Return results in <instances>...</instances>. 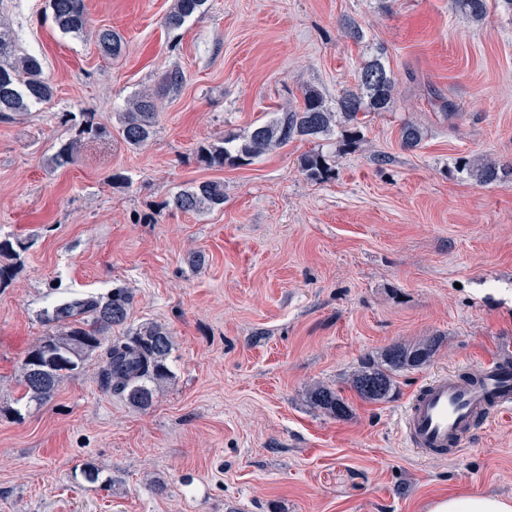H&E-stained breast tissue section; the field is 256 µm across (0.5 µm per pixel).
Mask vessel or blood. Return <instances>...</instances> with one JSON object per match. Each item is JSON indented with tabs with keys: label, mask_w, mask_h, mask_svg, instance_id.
Returning a JSON list of instances; mask_svg holds the SVG:
<instances>
[{
	"label": "vessel or blood",
	"mask_w": 512,
	"mask_h": 512,
	"mask_svg": "<svg viewBox=\"0 0 512 512\" xmlns=\"http://www.w3.org/2000/svg\"><path fill=\"white\" fill-rule=\"evenodd\" d=\"M512 411V357L495 355L465 373L443 372L408 399L400 419L405 444L425 458L447 456L472 434L478 419Z\"/></svg>",
	"instance_id": "obj_1"
}]
</instances>
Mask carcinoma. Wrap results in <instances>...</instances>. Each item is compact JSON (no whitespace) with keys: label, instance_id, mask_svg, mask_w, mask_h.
Instances as JSON below:
<instances>
[{"label":"carcinoma","instance_id":"1","mask_svg":"<svg viewBox=\"0 0 512 512\" xmlns=\"http://www.w3.org/2000/svg\"><path fill=\"white\" fill-rule=\"evenodd\" d=\"M207 0H174L164 19L170 31L180 29L192 17H201ZM456 8L473 21H482L489 10L488 0H453ZM52 18L65 34L82 38L93 34L101 53L116 57L122 39L110 28L91 29L85 0H49ZM183 73L167 72L156 92L136 95L124 111L118 113V131L123 141L134 149L147 144L155 135V118L160 92L180 86ZM395 87L391 70L378 55L365 60L358 71L355 86L336 97V105L316 90L303 94L302 104L253 126L244 135L226 134L218 142L200 144L193 150L196 163L207 169L247 166L272 149L294 140L312 144L301 157V169L313 181H327L334 171L323 151L324 141L336 132L337 118L344 121L345 142L360 137L366 119L388 112ZM54 85L44 76L41 60L19 52L10 25L0 16V122H13L40 104L52 101ZM112 135L105 126L86 116L74 135L61 142L50 156L53 168L75 162L83 142ZM422 128L406 122L400 127L401 147L406 151L420 148ZM468 174L483 185H493L504 178L503 170L492 162L471 164ZM224 206V185L202 181L177 192L164 207L184 213H201ZM17 256L13 243L0 239V285L13 275L12 260ZM133 294L126 288H114L105 296L80 295L53 305L41 313L47 330L27 352L20 365V392L16 403L42 405L50 401L63 378L76 373L85 361L99 355L104 386L132 407L147 411L154 405L157 392L171 380L167 361L173 341L161 324L144 323L124 339H108L112 329L127 324L133 306ZM439 341L434 337L414 342L394 343L378 359L361 362L352 374L349 386L365 402L388 399L396 389L397 376L409 369L426 365L435 355ZM308 403L333 418L348 414L349 406L341 391L318 383L306 394ZM83 480L92 486L108 485L112 478H102L93 463L80 468Z\"/></svg>","mask_w":512,"mask_h":512}]
</instances>
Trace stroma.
I'll list each match as a JSON object with an SVG mask.
<instances>
[{"mask_svg":"<svg viewBox=\"0 0 512 512\" xmlns=\"http://www.w3.org/2000/svg\"><path fill=\"white\" fill-rule=\"evenodd\" d=\"M85 4L92 28L122 36L119 56L62 33L48 0H0L56 88L0 122V238L22 243L0 286V404L19 393L41 312L115 287L134 304L113 337L165 325L173 380L140 411L106 390L93 358L51 402L0 415V512H427L454 493L511 498L512 413L440 459L407 448L399 419L424 380L512 351V14L476 24L452 0H208L170 32L174 0ZM379 49L393 107L356 143L330 140L333 179H307L301 141L239 168L193 160L197 144L247 133L305 90L336 98ZM174 68L185 80L163 93L147 146L115 134L48 167L61 113L116 126ZM406 121L424 131L418 150L399 144ZM480 157L502 183L462 171ZM207 180L223 183L222 208H165ZM426 336L436 354L387 401L348 390L361 359ZM317 383L344 390L348 417L308 403ZM89 459L111 485L88 487L77 467Z\"/></svg>","mask_w":512,"mask_h":512,"instance_id":"stroma-1","label":"stroma"}]
</instances>
